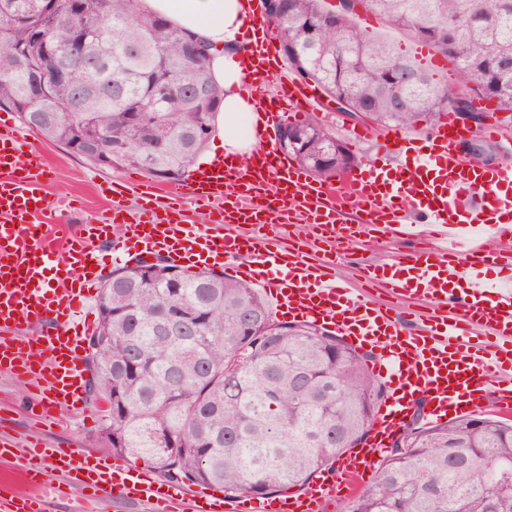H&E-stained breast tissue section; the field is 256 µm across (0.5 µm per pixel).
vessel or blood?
Instances as JSON below:
<instances>
[{
	"label": "vessel or blood",
	"mask_w": 512,
	"mask_h": 512,
	"mask_svg": "<svg viewBox=\"0 0 512 512\" xmlns=\"http://www.w3.org/2000/svg\"><path fill=\"white\" fill-rule=\"evenodd\" d=\"M246 18L258 36L248 43V79L242 91L255 105L257 145L246 163L212 157L169 190L138 185L136 208L114 198L107 215L54 239L35 218L48 206L42 156L27 149L8 123L0 124V371L35 380L42 415L83 409L87 359L82 348L93 324L88 301L100 282L97 254L105 248L152 255L172 264L222 265L261 288L281 318L336 331L351 346L369 348L373 372L389 397L369 440L351 449L304 488L266 502L261 512H328L366 481L376 458L411 419L417 401L437 421L492 406L512 414V289L474 279L477 264L510 259L512 166L462 162L466 133L445 117L426 135L391 130L378 140L381 162L351 171L344 182L319 180L279 154L278 128L294 112L316 111L315 92L283 76V62L268 35L263 0H246ZM278 79L274 95L264 89ZM210 207V228L190 224V210ZM358 210L357 224L345 223ZM421 214L413 221L411 213ZM309 224L323 253L317 259L298 245L269 237L288 216ZM383 225L429 244L381 265L364 266L365 279L394 297L436 300L428 316L392 307L344 288L332 272L343 251L365 229ZM500 249H493V242ZM52 315V330L24 328ZM497 374L492 390L484 379ZM0 512H51L37 495L47 467L66 474L70 488L112 493L147 512H254L252 499L228 498L158 481L148 469L118 465L79 448L43 442L19 452L0 436Z\"/></svg>",
	"instance_id": "1"
}]
</instances>
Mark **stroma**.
Here are the masks:
<instances>
[{"mask_svg":"<svg viewBox=\"0 0 512 512\" xmlns=\"http://www.w3.org/2000/svg\"><path fill=\"white\" fill-rule=\"evenodd\" d=\"M357 14L361 18V27L394 39L406 51L418 56L437 79L450 85L454 92L470 95V83L449 58L394 27L383 17L367 16L362 8ZM19 132L31 148L45 157L49 170L45 191L50 205L39 221L49 226L56 237L76 232L80 224L96 216L106 201L104 190L111 184L126 186L128 203L136 202V190L130 187L129 181L143 179L142 171L129 167L106 169L71 153L64 146L44 140L27 127H20ZM409 247V242L390 238L386 233L370 232L358 241L352 254L336 265L334 273L343 286L360 288L359 264L391 260ZM36 397V391L27 381L0 373V431L18 437L31 433L56 446H78L106 457L112 456V448L102 435L104 418L95 405H88L83 414L67 409L58 411L50 423L35 429L25 417L23 408Z\"/></svg>","mask_w":512,"mask_h":512,"instance_id":"1","label":"stroma"}]
</instances>
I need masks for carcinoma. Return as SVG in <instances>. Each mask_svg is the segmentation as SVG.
I'll return each mask as SVG.
<instances>
[{
  "label": "carcinoma",
  "mask_w": 512,
  "mask_h": 512,
  "mask_svg": "<svg viewBox=\"0 0 512 512\" xmlns=\"http://www.w3.org/2000/svg\"><path fill=\"white\" fill-rule=\"evenodd\" d=\"M364 8L451 59L480 98L512 112V0H364ZM322 0H285L269 19L288 67L351 112L411 129L456 110L457 94L385 36ZM86 33L82 45L73 34ZM197 36L141 0H0V109L45 139L112 169L170 182L187 175L214 134L224 90ZM62 65L34 85L27 64ZM422 81L395 102L398 66ZM288 128L291 157L319 179L359 163L311 113ZM105 280L89 336V400L103 402L112 450L166 481L214 485L227 497L310 482L370 432L385 386L371 357L310 323L276 320L252 284L161 259ZM403 450L385 454L347 512H512V423L488 415L447 422L417 413Z\"/></svg>",
  "instance_id": "carcinoma-1"
}]
</instances>
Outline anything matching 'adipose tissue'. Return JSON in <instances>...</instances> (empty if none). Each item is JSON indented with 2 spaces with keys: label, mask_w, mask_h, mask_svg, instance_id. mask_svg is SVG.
<instances>
[{
  "label": "adipose tissue",
  "mask_w": 512,
  "mask_h": 512,
  "mask_svg": "<svg viewBox=\"0 0 512 512\" xmlns=\"http://www.w3.org/2000/svg\"><path fill=\"white\" fill-rule=\"evenodd\" d=\"M142 5L212 44V77L224 90L215 133L225 155L248 157L256 140L243 134L242 128L254 122L255 107L241 91L245 80L241 35L248 27L242 0H142Z\"/></svg>",
  "instance_id": "ef3b65f1"
}]
</instances>
